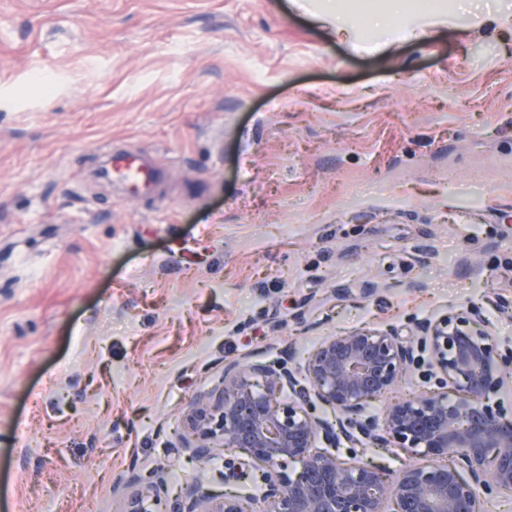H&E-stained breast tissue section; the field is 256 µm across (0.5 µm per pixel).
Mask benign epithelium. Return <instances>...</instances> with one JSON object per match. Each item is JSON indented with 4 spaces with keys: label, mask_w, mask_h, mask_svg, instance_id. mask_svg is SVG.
<instances>
[{
    "label": "benign epithelium",
    "mask_w": 512,
    "mask_h": 512,
    "mask_svg": "<svg viewBox=\"0 0 512 512\" xmlns=\"http://www.w3.org/2000/svg\"><path fill=\"white\" fill-rule=\"evenodd\" d=\"M416 372L434 387L389 403L380 421L368 414ZM508 384L512 349L500 353L473 313L423 322L411 336L359 329L323 339L302 367L225 365L219 385L190 405L181 441L203 462L213 440L247 455L224 460V486L258 478L265 512H476L478 491L512 490V419L489 400ZM316 401L340 420L309 411ZM320 438L330 450H314ZM361 438L411 448L426 463L391 477L332 452ZM291 461L298 472H288ZM131 486L123 512H152L164 492L153 471ZM174 512H254V502L193 483Z\"/></svg>",
    "instance_id": "1"
}]
</instances>
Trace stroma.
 Here are the masks:
<instances>
[{
	"instance_id": "35a3bbf8",
	"label": "stroma",
	"mask_w": 512,
	"mask_h": 512,
	"mask_svg": "<svg viewBox=\"0 0 512 512\" xmlns=\"http://www.w3.org/2000/svg\"><path fill=\"white\" fill-rule=\"evenodd\" d=\"M325 2L0 0V512L222 490L181 433L231 361L461 311L512 343V0ZM128 149L149 193L99 175ZM141 475L132 477L133 490L127 496L123 512H152L149 503L157 502L164 494V484L158 473L149 472L147 480Z\"/></svg>"
}]
</instances>
